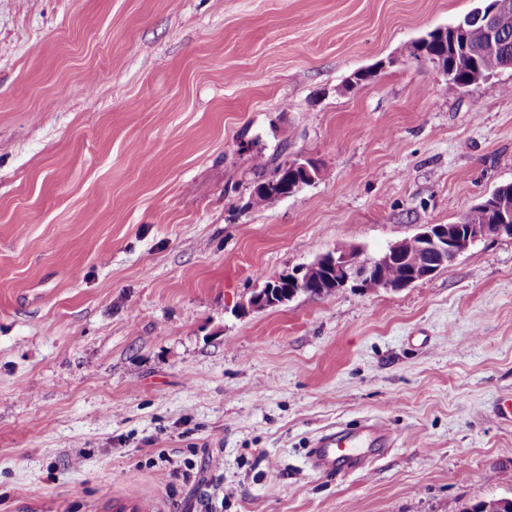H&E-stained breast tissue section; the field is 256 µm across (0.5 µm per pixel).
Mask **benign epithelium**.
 <instances>
[{
	"label": "benign epithelium",
	"instance_id": "benign-epithelium-1",
	"mask_svg": "<svg viewBox=\"0 0 512 512\" xmlns=\"http://www.w3.org/2000/svg\"><path fill=\"white\" fill-rule=\"evenodd\" d=\"M494 8L487 14H478L476 22L481 23L489 32L488 41L478 50L470 46L465 26L441 30V34H450L454 41L458 59L469 62L475 54L497 52V36L512 30V0H494ZM295 169L304 171L305 178L287 190L278 187L280 177L271 181L272 188L265 195L264 203L272 204L315 182L320 176V166L311 159L298 158L289 162ZM488 214L494 217L492 224H425L416 234L419 239L420 256L409 262L408 273L398 281L375 279L377 288L397 291L408 288L414 283L429 278L441 268L453 263L464 252L478 243L492 237H512V189L503 190L495 196L493 209ZM354 248L345 246L333 252L318 256L311 263L275 275L272 281L255 289L244 310H262L286 304L300 294L329 295L347 287L351 282L355 287L367 289L362 278L352 275ZM409 258L407 240L398 241L377 257L368 258L365 277L393 264L403 263Z\"/></svg>",
	"mask_w": 512,
	"mask_h": 512
}]
</instances>
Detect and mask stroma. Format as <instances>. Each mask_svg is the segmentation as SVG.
I'll return each instance as SVG.
<instances>
[{
	"label": "stroma",
	"mask_w": 512,
	"mask_h": 512,
	"mask_svg": "<svg viewBox=\"0 0 512 512\" xmlns=\"http://www.w3.org/2000/svg\"><path fill=\"white\" fill-rule=\"evenodd\" d=\"M479 2L0 0V512H106L127 490L161 512L512 497V421L492 414L512 396V238L398 291L241 308L512 183V69L452 95L410 55ZM259 152L321 176L250 204ZM365 416L394 447L314 473V438Z\"/></svg>",
	"instance_id": "1"
}]
</instances>
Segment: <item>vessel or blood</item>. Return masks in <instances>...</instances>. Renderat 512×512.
I'll return each mask as SVG.
<instances>
[{
	"label": "vessel or blood",
	"instance_id": "1",
	"mask_svg": "<svg viewBox=\"0 0 512 512\" xmlns=\"http://www.w3.org/2000/svg\"><path fill=\"white\" fill-rule=\"evenodd\" d=\"M392 437L383 422L365 417L353 425H339L321 432L310 450L309 462L319 474L333 473L337 466L360 460L363 451L387 446ZM112 512H155L153 504L139 493L115 496Z\"/></svg>",
	"mask_w": 512,
	"mask_h": 512
}]
</instances>
